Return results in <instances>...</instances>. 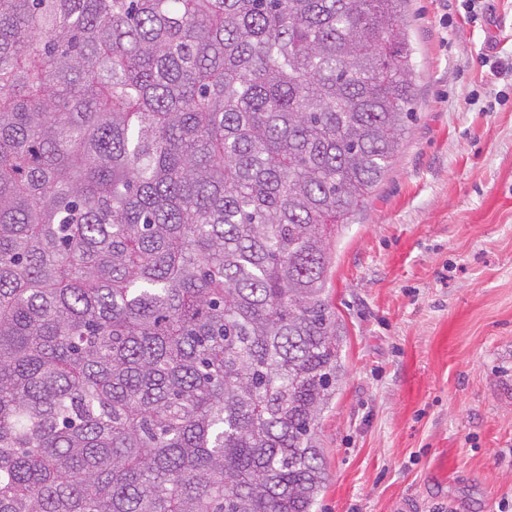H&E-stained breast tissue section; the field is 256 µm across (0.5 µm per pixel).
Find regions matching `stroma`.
Here are the masks:
<instances>
[{
	"label": "stroma",
	"mask_w": 512,
	"mask_h": 512,
	"mask_svg": "<svg viewBox=\"0 0 512 512\" xmlns=\"http://www.w3.org/2000/svg\"><path fill=\"white\" fill-rule=\"evenodd\" d=\"M483 4H406L414 118L331 240L345 373L316 512H512V0Z\"/></svg>",
	"instance_id": "35a3bbf8"
}]
</instances>
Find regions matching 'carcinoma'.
<instances>
[{
    "label": "carcinoma",
    "mask_w": 512,
    "mask_h": 512,
    "mask_svg": "<svg viewBox=\"0 0 512 512\" xmlns=\"http://www.w3.org/2000/svg\"><path fill=\"white\" fill-rule=\"evenodd\" d=\"M406 2L0 0V512H314Z\"/></svg>",
    "instance_id": "1"
}]
</instances>
